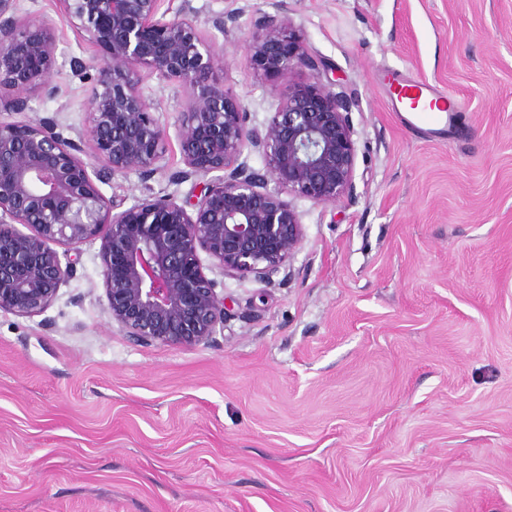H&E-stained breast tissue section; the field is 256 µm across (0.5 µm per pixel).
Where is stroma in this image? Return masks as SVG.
Instances as JSON below:
<instances>
[{
  "instance_id": "1",
  "label": "stroma",
  "mask_w": 512,
  "mask_h": 512,
  "mask_svg": "<svg viewBox=\"0 0 512 512\" xmlns=\"http://www.w3.org/2000/svg\"><path fill=\"white\" fill-rule=\"evenodd\" d=\"M314 68L255 73L268 0H165L264 127L313 76L351 100L353 196L295 197L305 237L273 282L209 268L224 328L133 345L109 314L99 242L41 315L0 310V512H512V0H287ZM57 98L24 121L83 129L100 50L59 0ZM235 15L228 33L212 20ZM463 101L451 137L407 127L395 75ZM168 139L157 173L101 185L178 201L186 89L145 76Z\"/></svg>"
}]
</instances>
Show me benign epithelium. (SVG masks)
<instances>
[{"mask_svg":"<svg viewBox=\"0 0 512 512\" xmlns=\"http://www.w3.org/2000/svg\"><path fill=\"white\" fill-rule=\"evenodd\" d=\"M162 2L60 0L104 56L77 138L55 121L0 119V310L42 314L75 273L77 258L62 262L56 247L77 253L98 240L112 322L130 343L206 344L224 326V296L200 253L225 275L269 282L304 239L301 217L283 195L329 204L353 194L347 98L316 75L288 87L264 129L249 126L217 76L211 45L186 14L171 17ZM272 7L248 50L256 71L287 81L310 61L309 47L284 5ZM58 44L50 21L22 19L14 0H0V112L26 111L35 93L58 95L50 81ZM145 72L189 91L178 130L180 175L215 174L190 211L172 195L119 211L98 187L150 173L162 159L167 130L140 89ZM86 143L92 164L81 158ZM246 149L261 155L263 167L241 159Z\"/></svg>","mask_w":512,"mask_h":512,"instance_id":"7a95c632","label":"benign epithelium"}]
</instances>
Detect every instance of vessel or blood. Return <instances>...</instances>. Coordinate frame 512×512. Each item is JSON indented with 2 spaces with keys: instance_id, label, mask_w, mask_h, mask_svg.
I'll return each instance as SVG.
<instances>
[{
  "instance_id": "1",
  "label": "vessel or blood",
  "mask_w": 512,
  "mask_h": 512,
  "mask_svg": "<svg viewBox=\"0 0 512 512\" xmlns=\"http://www.w3.org/2000/svg\"><path fill=\"white\" fill-rule=\"evenodd\" d=\"M416 102L417 109L410 121L411 126L438 135L453 129L457 116L463 108L462 102L435 86L421 81H399L392 95V106L403 101Z\"/></svg>"
}]
</instances>
